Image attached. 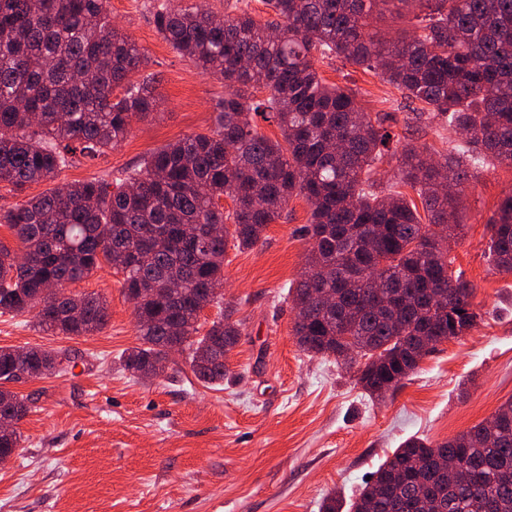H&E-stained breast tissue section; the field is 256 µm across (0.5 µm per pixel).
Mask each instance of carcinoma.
Here are the masks:
<instances>
[{
  "label": "carcinoma",
  "instance_id": "carcinoma-1",
  "mask_svg": "<svg viewBox=\"0 0 512 512\" xmlns=\"http://www.w3.org/2000/svg\"><path fill=\"white\" fill-rule=\"evenodd\" d=\"M106 2L0 0V183L51 180L68 156L104 154L127 138L132 119L156 110L154 79L130 80L148 58L112 26ZM394 2L417 23L386 45L368 28ZM265 4L274 18L261 23L243 7L221 19L153 0L163 39L224 81L217 129L149 154L110 183L55 187L0 214L18 243H0V313H31L43 330L68 336L98 332L108 322L101 297L75 295L74 316L69 301L39 293L106 262L135 301L141 344L125 352V368H151L178 343L194 376L219 385L241 323L222 308L200 336L197 308L220 304L228 237L253 247L301 195L311 204L312 246L292 292L293 335L313 355L366 359L356 383L381 395L417 367L420 337L456 338L479 317L474 287L452 274L445 239L423 230L402 193L373 191L393 136L352 89L326 84L315 59L375 71L465 136L466 162L453 152L428 161L411 141L399 157V181L418 191L430 223L449 225L458 196L445 183L462 185L488 157L512 164V0ZM116 87L123 94L114 99ZM258 114L276 122L283 141L258 131ZM489 229L495 269L512 273V195ZM58 356L29 347L20 361L0 348V416L26 418L28 400L6 384L21 369L33 377L55 370ZM350 512H512V400L441 444L406 440Z\"/></svg>",
  "mask_w": 512,
  "mask_h": 512
}]
</instances>
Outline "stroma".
<instances>
[{"label":"stroma","instance_id":"obj_1","mask_svg":"<svg viewBox=\"0 0 512 512\" xmlns=\"http://www.w3.org/2000/svg\"><path fill=\"white\" fill-rule=\"evenodd\" d=\"M149 3L106 7L149 54L156 113L133 120L126 140L97 159L74 157L54 179L21 192L1 183L0 213L57 186L111 179L167 144L215 129L223 81L163 39ZM316 68L327 84L353 89L363 111L387 113L393 153L376 178L418 201L396 181L397 153L409 140L433 156L448 152L462 144L454 128L422 115L373 71L336 58ZM511 194L512 165L494 159L464 182L455 209L462 230L447 245L453 272L475 287L480 319L380 398L357 385L356 365L309 356L293 335L288 289L311 247V208L300 196L253 248L226 249L223 304L243 326L224 385L196 380L182 355L154 378L124 368L123 352L140 343L134 305L122 275L106 265L71 286L106 299L109 320L99 332L56 335L32 315H0V347L37 346L76 362L12 384L30 412L14 457L0 465V512H320L326 497L353 501L408 438L436 444L470 430L512 399V274L488 258V222Z\"/></svg>","mask_w":512,"mask_h":512}]
</instances>
